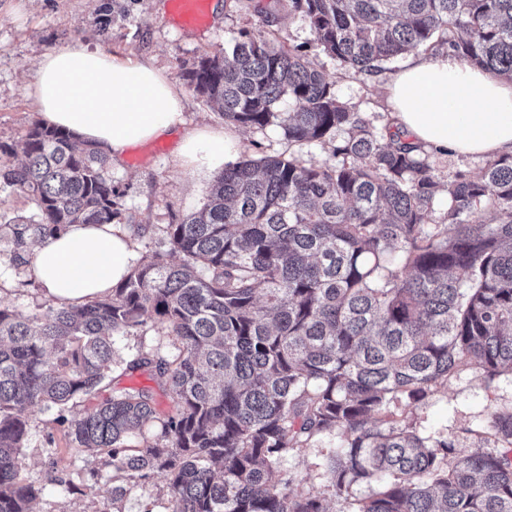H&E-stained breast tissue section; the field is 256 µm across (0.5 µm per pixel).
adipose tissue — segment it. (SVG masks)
<instances>
[{
    "label": "adipose tissue",
    "mask_w": 512,
    "mask_h": 512,
    "mask_svg": "<svg viewBox=\"0 0 512 512\" xmlns=\"http://www.w3.org/2000/svg\"><path fill=\"white\" fill-rule=\"evenodd\" d=\"M393 124L436 153L512 154V82L445 52L414 60L386 86ZM32 95L44 121L119 160L136 143L179 135L184 173L205 177L239 150L226 130H187L179 91L153 63L77 44L43 54ZM137 260L129 229L73 224L38 246L28 275L54 304L110 293Z\"/></svg>",
    "instance_id": "ef3b65f1"
}]
</instances>
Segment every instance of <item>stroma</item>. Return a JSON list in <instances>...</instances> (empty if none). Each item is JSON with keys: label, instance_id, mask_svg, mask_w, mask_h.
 Instances as JSON below:
<instances>
[{"label": "stroma", "instance_id": "obj_1", "mask_svg": "<svg viewBox=\"0 0 512 512\" xmlns=\"http://www.w3.org/2000/svg\"><path fill=\"white\" fill-rule=\"evenodd\" d=\"M211 24L186 32L176 23L169 0H0V142L17 141L39 121L30 92L36 82V62L45 52L74 43L147 59L163 68L183 95L188 127L220 128L223 117L187 84L183 73L203 55H219L230 49L240 30L262 31L280 42L306 47L309 61L333 84L337 96L365 112L374 125L391 120L385 85L391 76L424 52L414 49L373 75L356 73L326 56L313 45V34L299 15L290 11L289 0H210ZM241 154L259 157L287 151L304 161H323L328 150L317 146H289L280 128L238 129ZM176 137L170 136L129 147L112 166V183L119 193L125 223L142 224L150 234L163 224L178 222L200 208L208 194L210 179H194L176 163ZM148 237L135 240L138 254L153 251ZM46 299L39 286L29 284L24 270L0 273V304L19 316L35 313ZM512 406V375H501L486 385L479 369L466 368L450 376L426 405L406 410L404 422L419 429L443 431L456 436L461 448L472 453L498 450L486 429L489 414ZM60 448L57 467H50L43 454L46 442ZM318 442L293 452L287 467L297 485L321 489L324 480L316 464L328 453ZM28 470L42 480L69 478L82 468V461L67 449L63 431L51 416L32 412L26 449Z\"/></svg>", "mask_w": 512, "mask_h": 512}]
</instances>
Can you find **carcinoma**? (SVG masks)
I'll use <instances>...</instances> for the list:
<instances>
[{
	"instance_id": "1",
	"label": "carcinoma",
	"mask_w": 512,
	"mask_h": 512,
	"mask_svg": "<svg viewBox=\"0 0 512 512\" xmlns=\"http://www.w3.org/2000/svg\"><path fill=\"white\" fill-rule=\"evenodd\" d=\"M291 2L316 47L356 73L423 47L512 80V0ZM184 77L224 122L275 126L330 156L224 165L208 202L165 225L109 295L26 319L0 305V512H36L45 494L24 464L35 410L85 462L112 468V497L93 512H122L154 476L166 493L146 512H330V497L344 512H512V407L488 418L504 448L488 453L397 413L466 367L489 382L512 374V155L443 180L423 145L340 102L300 47L273 36L242 31ZM18 154L0 166V195L34 211H0L13 267L71 224L121 223L101 146L36 122L0 143L1 156ZM439 198L448 207L433 221ZM482 211L492 222L469 223ZM156 319L166 344L145 342ZM139 371L155 386L114 383ZM325 438V491L289 487V454ZM86 474L55 480L51 512L96 495L100 467Z\"/></svg>"
}]
</instances>
